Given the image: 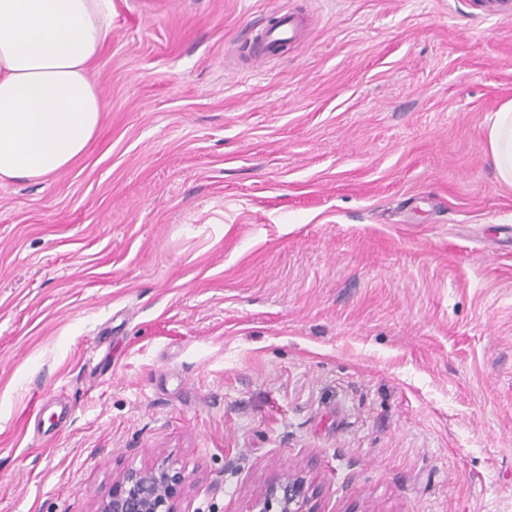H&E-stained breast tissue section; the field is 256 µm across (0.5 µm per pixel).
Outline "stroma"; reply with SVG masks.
<instances>
[{"mask_svg": "<svg viewBox=\"0 0 512 512\" xmlns=\"http://www.w3.org/2000/svg\"><path fill=\"white\" fill-rule=\"evenodd\" d=\"M484 0H112L86 155L0 182V512H512V186ZM300 39L253 66L274 8ZM486 147L497 178L512 186V100L503 103L489 118ZM191 477L164 465L128 471L95 512H179L180 491ZM317 491L302 473L276 474L268 479L262 497L251 512H319L316 507Z\"/></svg>", "mask_w": 512, "mask_h": 512, "instance_id": "35a3bbf8", "label": "stroma"}]
</instances>
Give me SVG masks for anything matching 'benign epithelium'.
Returning <instances> with one entry per match:
<instances>
[{
  "instance_id": "1",
  "label": "benign epithelium",
  "mask_w": 512,
  "mask_h": 512,
  "mask_svg": "<svg viewBox=\"0 0 512 512\" xmlns=\"http://www.w3.org/2000/svg\"><path fill=\"white\" fill-rule=\"evenodd\" d=\"M191 475L168 466L131 470L103 498L95 512H179L181 489ZM317 491L301 473L276 474L268 479L257 512H319Z\"/></svg>"
}]
</instances>
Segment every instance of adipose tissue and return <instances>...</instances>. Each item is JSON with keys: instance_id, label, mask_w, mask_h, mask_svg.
Here are the masks:
<instances>
[{"instance_id": "1", "label": "adipose tissue", "mask_w": 512, "mask_h": 512, "mask_svg": "<svg viewBox=\"0 0 512 512\" xmlns=\"http://www.w3.org/2000/svg\"><path fill=\"white\" fill-rule=\"evenodd\" d=\"M111 18L112 0H0V180L45 179L84 155L105 110L88 69ZM486 147L512 186V100Z\"/></svg>"}]
</instances>
